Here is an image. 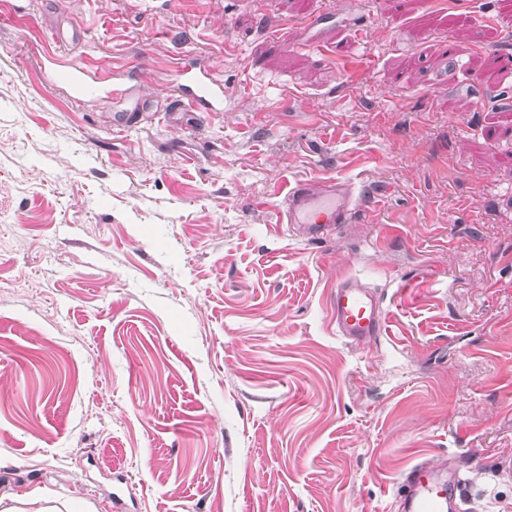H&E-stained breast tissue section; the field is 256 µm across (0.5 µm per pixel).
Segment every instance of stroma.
Returning <instances> with one entry per match:
<instances>
[{"instance_id":"obj_1","label":"stroma","mask_w":512,"mask_h":512,"mask_svg":"<svg viewBox=\"0 0 512 512\" xmlns=\"http://www.w3.org/2000/svg\"><path fill=\"white\" fill-rule=\"evenodd\" d=\"M20 4L0 15V495L394 512L408 469L446 460L473 512H512V0ZM311 17L335 53L266 42ZM77 25L72 57L149 97L174 54L205 59L223 111L114 127L48 84L44 36ZM337 176L365 205L349 223H280L290 185ZM346 274L388 333L338 334Z\"/></svg>"}]
</instances>
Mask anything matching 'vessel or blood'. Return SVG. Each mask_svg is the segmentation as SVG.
I'll list each match as a JSON object with an SVG mask.
<instances>
[{"label": "vessel or blood", "mask_w": 512, "mask_h": 512, "mask_svg": "<svg viewBox=\"0 0 512 512\" xmlns=\"http://www.w3.org/2000/svg\"><path fill=\"white\" fill-rule=\"evenodd\" d=\"M311 35L304 41L293 37L288 21L270 26V40L282 49L297 46L312 52L332 50L327 33L317 31L314 20H306ZM60 39L48 35L45 57L49 82L64 89L79 102H111L112 124L129 127L145 119L151 102L135 86L112 81L92 62L67 60L59 53ZM175 91L169 99L174 110L219 112L224 105V83L202 65L191 66L183 58L171 63ZM354 185L347 179L296 182L282 200V214L290 229L299 231L310 241L324 239L335 225L346 223L358 208ZM330 310L340 336L360 343L386 333L383 317L374 292L360 278L346 276L337 280L330 297ZM464 479L457 467L420 463L407 472L406 491L401 496V512H465Z\"/></svg>", "instance_id": "obj_1"}]
</instances>
